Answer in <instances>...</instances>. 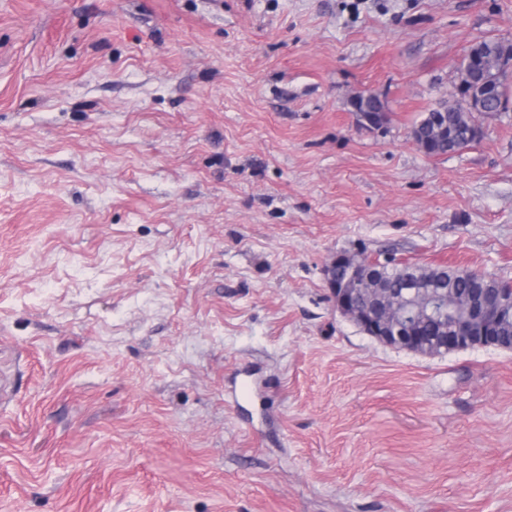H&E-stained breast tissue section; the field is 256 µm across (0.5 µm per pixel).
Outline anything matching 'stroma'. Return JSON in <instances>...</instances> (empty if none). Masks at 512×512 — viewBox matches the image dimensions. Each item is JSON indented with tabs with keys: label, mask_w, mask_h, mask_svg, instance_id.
<instances>
[{
	"label": "stroma",
	"mask_w": 512,
	"mask_h": 512,
	"mask_svg": "<svg viewBox=\"0 0 512 512\" xmlns=\"http://www.w3.org/2000/svg\"><path fill=\"white\" fill-rule=\"evenodd\" d=\"M483 36L512 0H0V512H512V351L383 345L324 275L512 281V112L409 135Z\"/></svg>",
	"instance_id": "1"
}]
</instances>
